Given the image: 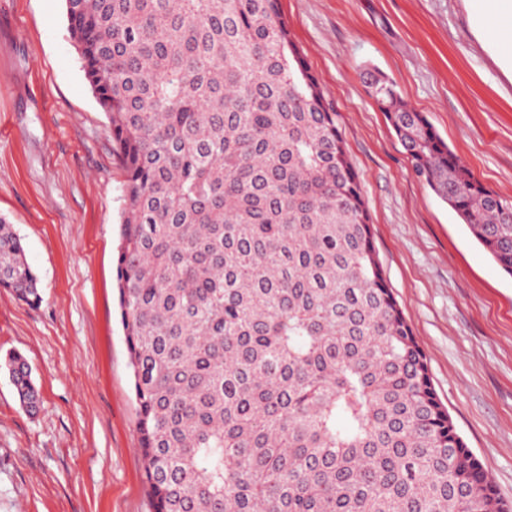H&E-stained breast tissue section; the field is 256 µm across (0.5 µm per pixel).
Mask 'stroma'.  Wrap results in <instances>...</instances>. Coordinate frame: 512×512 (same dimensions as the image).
<instances>
[{
  "label": "stroma",
  "instance_id": "obj_1",
  "mask_svg": "<svg viewBox=\"0 0 512 512\" xmlns=\"http://www.w3.org/2000/svg\"><path fill=\"white\" fill-rule=\"evenodd\" d=\"M338 115L388 288L432 385L512 503V276L419 180L361 71L392 77L473 175L512 199V80L468 0H280ZM124 172L80 68L65 0H0V215L42 300L0 288V512H151L119 323ZM21 352L40 404L3 366Z\"/></svg>",
  "mask_w": 512,
  "mask_h": 512
}]
</instances>
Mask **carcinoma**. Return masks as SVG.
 <instances>
[{
    "label": "carcinoma",
    "instance_id": "1",
    "mask_svg": "<svg viewBox=\"0 0 512 512\" xmlns=\"http://www.w3.org/2000/svg\"><path fill=\"white\" fill-rule=\"evenodd\" d=\"M125 173L121 323L153 512H505L387 288L279 0H65ZM415 175L512 275V201L376 67ZM0 288L41 301L0 216ZM22 407L27 359L5 360Z\"/></svg>",
    "mask_w": 512,
    "mask_h": 512
}]
</instances>
